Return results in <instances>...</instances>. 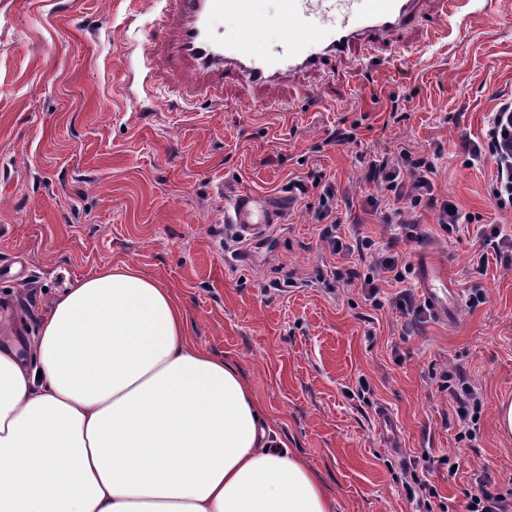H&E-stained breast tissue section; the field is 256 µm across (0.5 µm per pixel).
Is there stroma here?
Segmentation results:
<instances>
[{
  "mask_svg": "<svg viewBox=\"0 0 512 512\" xmlns=\"http://www.w3.org/2000/svg\"><path fill=\"white\" fill-rule=\"evenodd\" d=\"M161 8L0 0V306L12 328L33 334L67 283L129 261L171 289L193 343L238 365L335 512H414L398 459L426 450L460 463L456 476L428 477L449 503L481 465L507 484L512 437L495 409L512 400V268L475 272V227L447 233L436 211L417 209L424 240L408 245L412 261L446 270L461 305L454 321L434 317L403 337L400 315L371 307L322 240L311 180L320 171L335 186L340 237L359 222L387 243L399 229L370 213L358 154L406 145L437 154L439 198L512 234V211L488 195L493 162L461 149L512 94V0H464L446 22L426 0L419 28L388 48L356 49L273 89L228 77L222 98L191 100L164 49L143 53ZM339 130L358 144H330ZM243 191L291 206L242 256L226 244L224 201ZM473 288L485 301L472 308ZM454 364L484 394L471 441L457 439L451 400L427 383L431 368Z\"/></svg>",
  "mask_w": 512,
  "mask_h": 512,
  "instance_id": "35a3bbf8",
  "label": "stroma"
}]
</instances>
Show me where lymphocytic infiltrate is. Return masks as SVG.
<instances>
[{
    "label": "lymphocytic infiltrate",
    "instance_id": "f902f5d3",
    "mask_svg": "<svg viewBox=\"0 0 512 512\" xmlns=\"http://www.w3.org/2000/svg\"><path fill=\"white\" fill-rule=\"evenodd\" d=\"M462 150L471 160L486 157L492 160L495 174L491 179L489 194L501 210H512V96L504 98L484 119V133L480 141H463ZM366 179L388 191L393 201L382 205L371 196L367 203L378 211L383 223L397 225L406 241H420L419 222L414 217L416 207L437 210V222L442 230L450 232L461 223H472V216L462 215L458 207L448 200H438L434 193L433 176L436 167L432 160L414 156L409 148H401L397 158L363 152ZM335 190L324 184L318 198L316 218L322 223L321 237L327 242L331 255L346 259L352 256L367 264L364 274L350 272V279L360 282L361 293L376 309L389 306L403 320L402 330L411 333L426 323L431 313L422 303L406 279L412 272L410 254L397 252L393 244L377 245L376 241L355 231L352 241H343L337 231L342 222L341 214L333 204ZM398 283L399 288L388 300H381L378 279L380 275ZM430 384L438 391L448 393L454 403L459 439L476 436L483 409V396L472 384L463 368L453 366L434 369L428 374ZM451 457H437L430 453L404 456L399 461L402 486L408 500L415 504L416 512H451L446 502L438 501V492L430 485L428 476L438 469H451ZM465 512H512V482L499 485L488 471L475 472L474 482L464 492Z\"/></svg>",
    "mask_w": 512,
    "mask_h": 512
}]
</instances>
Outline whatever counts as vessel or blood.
Segmentation results:
<instances>
[{
  "label": "vessel or blood",
  "instance_id": "obj_1",
  "mask_svg": "<svg viewBox=\"0 0 512 512\" xmlns=\"http://www.w3.org/2000/svg\"><path fill=\"white\" fill-rule=\"evenodd\" d=\"M158 21L147 37L146 49L164 45L185 70L183 81L197 96H216L225 75L231 74L262 87H271L288 75L312 72L332 57L348 55L356 44L377 49L395 35L419 24L423 0H277L285 24V48L273 54L243 32L228 43L215 33L219 18L234 15L256 19L255 0H165ZM341 10L343 23L316 33L309 26L320 11ZM281 203L242 192L224 205L227 223L242 236L252 237L281 223ZM421 294L432 313L455 318L459 298L439 268L419 270Z\"/></svg>",
  "mask_w": 512,
  "mask_h": 512
}]
</instances>
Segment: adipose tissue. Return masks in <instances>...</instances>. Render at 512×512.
<instances>
[{
	"label": "adipose tissue",
	"instance_id": "adipose-tissue-1",
	"mask_svg": "<svg viewBox=\"0 0 512 512\" xmlns=\"http://www.w3.org/2000/svg\"><path fill=\"white\" fill-rule=\"evenodd\" d=\"M236 364L117 261L0 343V512H334Z\"/></svg>",
	"mask_w": 512,
	"mask_h": 512
}]
</instances>
